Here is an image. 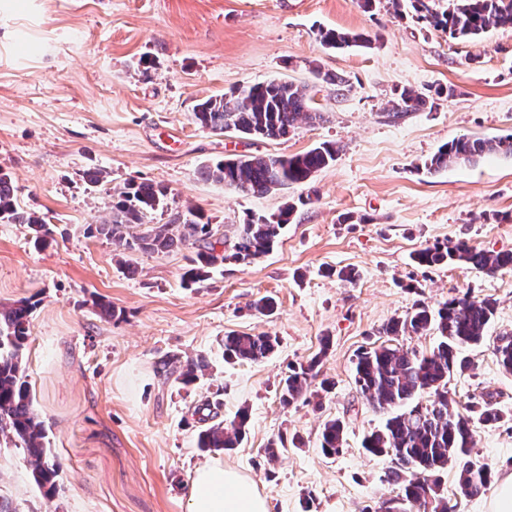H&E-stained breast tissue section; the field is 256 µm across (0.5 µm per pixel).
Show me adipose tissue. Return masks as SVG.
<instances>
[{"label":"adipose tissue","instance_id":"ef3b65f1","mask_svg":"<svg viewBox=\"0 0 512 512\" xmlns=\"http://www.w3.org/2000/svg\"><path fill=\"white\" fill-rule=\"evenodd\" d=\"M189 512H269V506L251 479L217 459L196 467Z\"/></svg>","mask_w":512,"mask_h":512}]
</instances>
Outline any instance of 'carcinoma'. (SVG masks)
Here are the masks:
<instances>
[{
    "instance_id": "carcinoma-1",
    "label": "carcinoma",
    "mask_w": 512,
    "mask_h": 512,
    "mask_svg": "<svg viewBox=\"0 0 512 512\" xmlns=\"http://www.w3.org/2000/svg\"><path fill=\"white\" fill-rule=\"evenodd\" d=\"M413 10L453 39L473 41L488 31L512 24V0H448V8L437 12L429 0H410ZM328 49H342L369 40L361 34L335 29L319 30ZM307 86L286 81H268L237 87L220 96L198 102L194 118L201 126L222 133L232 129L264 139H284L302 123L314 124L323 118L311 105ZM434 98L412 89L403 90L393 105V118L410 112L432 109ZM338 148L324 142L304 153L289 157L249 155L226 158L199 170L201 178L222 183L243 194H264L293 184L310 181L315 173L336 160ZM512 155V134L490 138L457 137L426 159L421 169L432 173L459 162H474L490 155ZM167 192L150 182L129 181L112 194L110 219L95 225L99 235L125 248L164 253L174 248L194 250L184 282L196 284L208 278L220 260L250 263L267 255L278 243L283 228L291 223L295 210L289 204L269 217H249L241 225L231 252L219 254L212 238L211 224L203 215L191 220L173 218L166 224H153L134 242L124 239L128 224H144ZM0 222L27 224L44 241L51 233L47 221L18 203L17 187L9 172L0 168ZM416 264L433 267L448 263L463 264L486 273L512 267V251H476L464 242L436 243L413 254ZM34 304L28 300L0 306V435L26 452V466L33 482L47 493L56 491L60 465L50 448L44 421L35 408V395L23 365V351L29 339V319ZM495 314L489 298L452 297L438 308L419 303L403 318L392 319L383 327L388 336L418 334L434 330L439 336L430 354H418L386 341L358 352L353 362L357 393L373 408L387 413L384 424L368 433L362 448L375 456L395 457L391 477L402 484L404 500L412 506L432 507V512H448L441 493L439 473L448 463L461 459L473 446L474 428L498 427L503 412L487 393L469 405L468 413L450 411L448 379L467 368L460 357L464 346L485 340V331ZM277 345L268 334L228 332L222 346L227 360L259 362L271 355ZM494 350L499 365L512 372V333L495 338ZM320 357L293 368L283 379L280 399L292 405L306 398L317 376ZM205 364L188 360L180 366L177 379L188 385L197 379ZM434 393V400L423 407L415 403L422 392ZM221 403H204L195 408L203 428L197 446L203 451L235 448L246 434L248 410L241 409L226 421L220 418ZM345 424L338 418L325 421L320 432V448L327 456L342 451ZM492 470L487 465L463 464L459 487L467 497L483 494L490 484Z\"/></svg>"
}]
</instances>
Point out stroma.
I'll return each mask as SVG.
<instances>
[{"instance_id":"35a3bbf8","label":"stroma","mask_w":512,"mask_h":512,"mask_svg":"<svg viewBox=\"0 0 512 512\" xmlns=\"http://www.w3.org/2000/svg\"><path fill=\"white\" fill-rule=\"evenodd\" d=\"M366 35L371 44L331 52L319 29ZM344 77V90L314 68ZM310 88L322 122L279 140L198 124L201 100L249 83ZM454 86L432 112L389 119L402 89ZM512 133V25L460 42L418 19L410 0H0V167L18 201L46 217L53 238L33 244L25 224L0 223V306L35 308L27 375L61 466L54 496L32 483L22 448L0 438V498L16 512H188L195 467L212 459L249 477L270 512H380L401 500L390 460L362 446L383 414L356 392L353 360L380 344V329L417 302L470 295L495 302L469 367L448 382L455 412L492 394L508 420L478 428L468 460L512 474V373L495 336L512 332V269L487 275L458 264L423 268L413 254L465 241L512 251V157L488 156L426 173L421 164L462 135ZM324 142L333 164L305 184L242 195L198 170L233 155L291 156ZM101 171L103 186L84 174ZM166 187L155 224L201 211L227 242L251 216L289 203L297 211L274 249L227 260L186 286L189 250H119L92 225L109 214L107 189L128 181ZM355 270L347 284L338 269ZM272 297L262 315L251 304ZM110 303L103 316L100 302ZM235 331L278 339L262 361L225 362ZM320 358L330 393L284 405L290 369ZM204 360L191 385L160 375L163 361ZM220 402L232 419L248 409L234 449L197 446V404ZM346 424L343 449L324 455L326 420ZM284 446L277 462L264 450Z\"/></svg>"}]
</instances>
